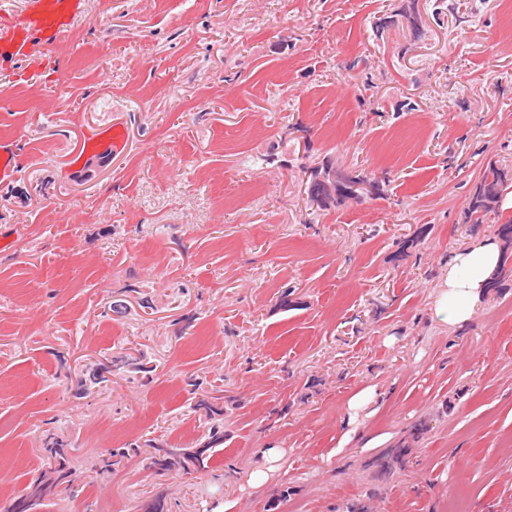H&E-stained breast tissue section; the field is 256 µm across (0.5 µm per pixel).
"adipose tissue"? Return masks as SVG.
<instances>
[{"mask_svg": "<svg viewBox=\"0 0 512 512\" xmlns=\"http://www.w3.org/2000/svg\"><path fill=\"white\" fill-rule=\"evenodd\" d=\"M502 260L499 247L479 240L456 250L448 259L445 291L436 314L451 325L467 323L474 314L485 283Z\"/></svg>", "mask_w": 512, "mask_h": 512, "instance_id": "ef3b65f1", "label": "adipose tissue"}]
</instances>
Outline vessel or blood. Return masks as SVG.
Segmentation results:
<instances>
[{
	"mask_svg": "<svg viewBox=\"0 0 512 512\" xmlns=\"http://www.w3.org/2000/svg\"><path fill=\"white\" fill-rule=\"evenodd\" d=\"M0 13L8 15L0 25V64L33 60L40 51L62 47L77 22L86 16V0H23L13 10L11 0H0ZM99 149L118 150L125 144L121 124L99 129L94 136Z\"/></svg>",
	"mask_w": 512,
	"mask_h": 512,
	"instance_id": "b4317fda",
	"label": "vessel or blood"
}]
</instances>
